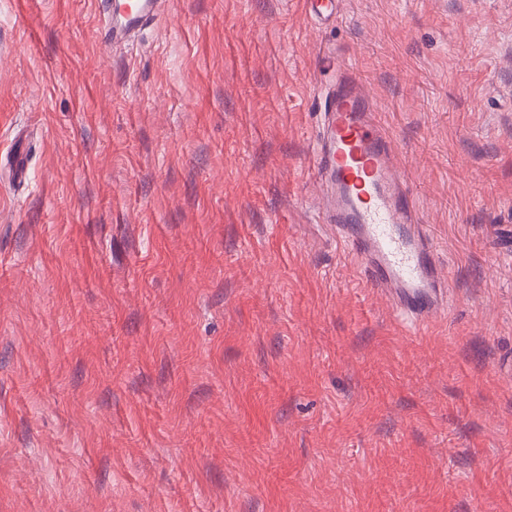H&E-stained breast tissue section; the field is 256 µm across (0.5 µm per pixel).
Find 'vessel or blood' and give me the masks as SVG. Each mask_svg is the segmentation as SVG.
Returning <instances> with one entry per match:
<instances>
[{"instance_id": "b4317fda", "label": "vessel or blood", "mask_w": 512, "mask_h": 512, "mask_svg": "<svg viewBox=\"0 0 512 512\" xmlns=\"http://www.w3.org/2000/svg\"><path fill=\"white\" fill-rule=\"evenodd\" d=\"M168 0H98L97 38L130 45L160 23ZM312 170L325 183V223L335 225L351 259L372 287L388 293L401 322L420 327L441 318L447 285L435 244L419 224L413 198L363 87L347 73L325 105L324 133Z\"/></svg>"}]
</instances>
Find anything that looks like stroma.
I'll return each mask as SVG.
<instances>
[{
	"label": "stroma",
	"mask_w": 512,
	"mask_h": 512,
	"mask_svg": "<svg viewBox=\"0 0 512 512\" xmlns=\"http://www.w3.org/2000/svg\"><path fill=\"white\" fill-rule=\"evenodd\" d=\"M0 0V512H512V0ZM434 236L410 334L321 221L338 69ZM97 38L112 49L133 43L147 26L160 23L168 13L166 0H99Z\"/></svg>",
	"instance_id": "obj_1"
}]
</instances>
